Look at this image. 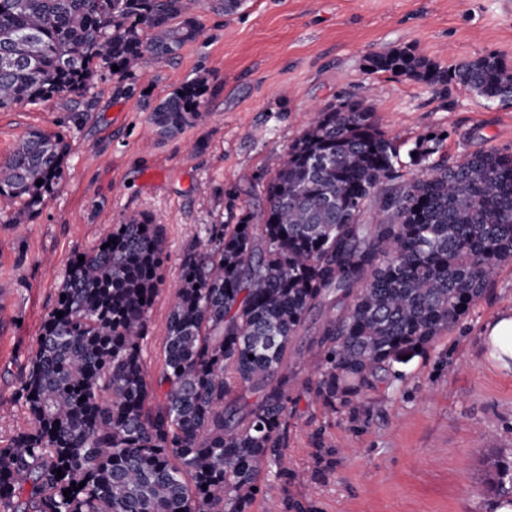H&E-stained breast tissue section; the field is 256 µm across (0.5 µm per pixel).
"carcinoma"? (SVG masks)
I'll return each mask as SVG.
<instances>
[{"instance_id": "obj_1", "label": "carcinoma", "mask_w": 512, "mask_h": 512, "mask_svg": "<svg viewBox=\"0 0 512 512\" xmlns=\"http://www.w3.org/2000/svg\"><path fill=\"white\" fill-rule=\"evenodd\" d=\"M193 2L0 0V108L61 96L91 108L100 72L123 82L198 40ZM366 61L372 74L443 93L455 82L512 100V66L495 54L445 67L405 47ZM209 82L201 73L156 104L151 130L174 135L198 120ZM398 140L371 99L316 110L272 158L260 213L206 225L184 254L156 376L142 341L162 282V228L131 213L76 253L14 393L29 426L0 441V512H251L263 471L296 478L283 467L287 360L313 366L305 389L324 409L352 406L512 262V149L436 160L440 138L424 137L407 179ZM69 152L62 132L19 138L0 162V197L19 205L7 221L41 209ZM312 317L313 337L294 348ZM240 391L257 400L225 407ZM495 483L512 485V460L497 461Z\"/></svg>"}]
</instances>
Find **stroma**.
<instances>
[{
    "label": "stroma",
    "mask_w": 512,
    "mask_h": 512,
    "mask_svg": "<svg viewBox=\"0 0 512 512\" xmlns=\"http://www.w3.org/2000/svg\"><path fill=\"white\" fill-rule=\"evenodd\" d=\"M204 33L170 61L137 76L132 91L97 78L93 107L71 131L62 187L25 225L0 221V438L26 428L14 392L75 253L95 245L123 214L144 212L163 229L167 258L148 313L142 355L163 365L165 327L185 250L207 224L264 197L256 177L287 151L314 109L372 97L402 151L443 134L441 156L512 148V101H488L452 84L447 94L403 76L372 74L368 54L412 47L449 66L496 54L512 65V0H245L224 16L197 9ZM209 74L206 116L145 144L152 108L197 74ZM72 97L0 109V161L29 129L66 128ZM512 312V263L469 313L423 350L391 363L361 403L325 410L293 386L284 462L287 483L263 473V497L287 512H492L493 460L512 458V359L500 361L485 326ZM327 449L316 468L312 452Z\"/></svg>",
    "instance_id": "stroma-1"
}]
</instances>
